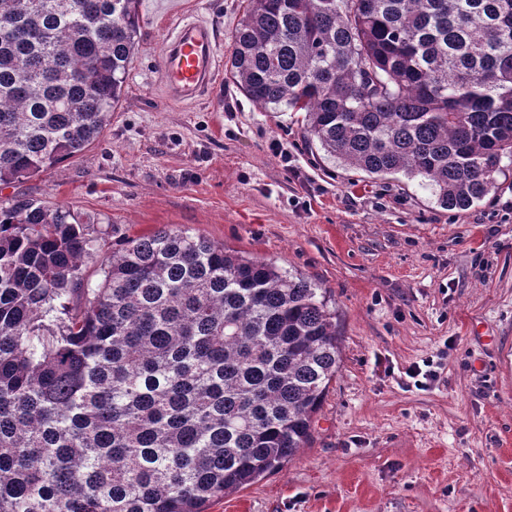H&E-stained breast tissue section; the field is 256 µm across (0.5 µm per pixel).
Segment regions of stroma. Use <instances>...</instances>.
<instances>
[{
	"instance_id": "1",
	"label": "stroma",
	"mask_w": 512,
	"mask_h": 512,
	"mask_svg": "<svg viewBox=\"0 0 512 512\" xmlns=\"http://www.w3.org/2000/svg\"><path fill=\"white\" fill-rule=\"evenodd\" d=\"M222 43L243 0H141L121 101L100 138L40 176L0 185L95 232L99 281L116 236L187 228L271 258L325 289L341 368L310 443L209 512H512V164L466 211L418 181L372 178L303 138L296 115L227 76L197 104L163 92L173 13ZM435 380L417 383L413 365Z\"/></svg>"
}]
</instances>
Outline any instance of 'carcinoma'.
Masks as SVG:
<instances>
[{"label": "carcinoma", "mask_w": 512, "mask_h": 512, "mask_svg": "<svg viewBox=\"0 0 512 512\" xmlns=\"http://www.w3.org/2000/svg\"><path fill=\"white\" fill-rule=\"evenodd\" d=\"M0 0V183L110 121L140 0ZM229 76L369 176L466 211L512 161V0H247ZM97 238L0 206V512H207L308 443L341 363L326 292L186 229Z\"/></svg>", "instance_id": "1"}]
</instances>
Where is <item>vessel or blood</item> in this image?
<instances>
[{
	"instance_id": "b4317fda",
	"label": "vessel or blood",
	"mask_w": 512,
	"mask_h": 512,
	"mask_svg": "<svg viewBox=\"0 0 512 512\" xmlns=\"http://www.w3.org/2000/svg\"><path fill=\"white\" fill-rule=\"evenodd\" d=\"M221 62V46L210 24L199 19L178 21L161 58L167 96L190 104L211 90Z\"/></svg>"
}]
</instances>
